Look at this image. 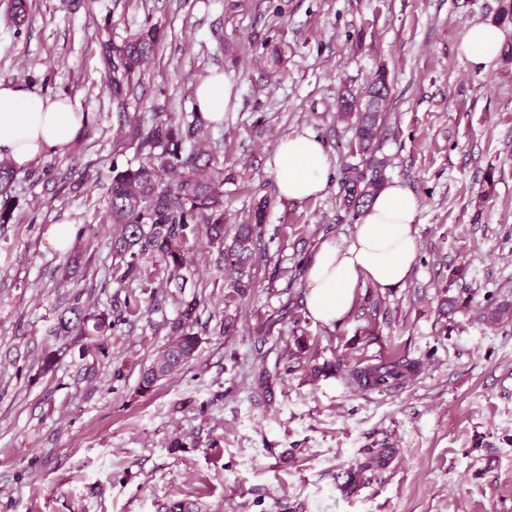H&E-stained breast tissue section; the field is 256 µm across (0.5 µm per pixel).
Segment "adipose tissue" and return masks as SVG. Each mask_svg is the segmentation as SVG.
I'll return each instance as SVG.
<instances>
[{"label": "adipose tissue", "mask_w": 512, "mask_h": 512, "mask_svg": "<svg viewBox=\"0 0 512 512\" xmlns=\"http://www.w3.org/2000/svg\"><path fill=\"white\" fill-rule=\"evenodd\" d=\"M506 34L489 23L464 33L459 50L473 68L488 69L499 57ZM237 94L224 73L196 87L195 106L212 123L224 120ZM88 115L69 97H49L16 81L0 78V159L23 169L47 153L65 150L84 129ZM329 156L314 135L294 133L275 145L274 176L281 199L320 196L329 184ZM418 203L401 182L391 181L374 196L349 243L318 242L304 272L305 305L313 323L334 327L352 312L360 286L386 292L402 287L418 262Z\"/></svg>", "instance_id": "ef3b65f1"}]
</instances>
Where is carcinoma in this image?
<instances>
[{
	"label": "carcinoma",
	"mask_w": 512,
	"mask_h": 512,
	"mask_svg": "<svg viewBox=\"0 0 512 512\" xmlns=\"http://www.w3.org/2000/svg\"><path fill=\"white\" fill-rule=\"evenodd\" d=\"M157 38L148 31L130 37L119 47L104 46L109 66L113 95L119 98L130 89L132 77L154 56ZM389 82L381 70L361 94L345 90L336 98V114L350 121L356 134V147L350 154L359 161L341 165L339 203L352 219L360 217L374 194L385 183L390 158L382 153L384 141V108L389 100ZM121 128H129L128 137L135 141L145 161L138 167H112L108 187L107 220L112 224V280L117 284L143 279V259L152 255L161 260L167 271L166 283L176 288L179 318L171 323L174 340L140 379V391L149 392L155 382L179 370L195 355L199 345L196 311L199 302L186 293L188 279L186 245L189 238L204 232L218 253V263L229 271L231 291L224 295L229 303L246 294L253 284V266L261 236L256 233L264 216V205L254 212L252 224H240L232 238L224 232V170H215L207 151L197 148L186 152L188 142L199 143L205 131L198 117L179 118L173 113H155L150 124L131 122L126 113H118ZM177 175L172 185L162 183L160 174ZM14 170L0 162V224H13L17 208L12 194ZM126 317L108 312L85 313L73 304L58 318L55 336H81L87 339L104 336ZM302 317L294 315L290 337L297 352L307 348L308 336L301 327ZM260 360L256 389L270 392L275 374ZM419 368V363L403 357L357 368L352 379L363 388L386 390L404 382ZM385 448H370L369 461L345 472L346 485L353 487L366 480L365 472L386 462Z\"/></svg>",
	"instance_id": "cac0c4a2"
}]
</instances>
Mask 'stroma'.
Listing matches in <instances>:
<instances>
[{
    "label": "stroma",
    "mask_w": 512,
    "mask_h": 512,
    "mask_svg": "<svg viewBox=\"0 0 512 512\" xmlns=\"http://www.w3.org/2000/svg\"><path fill=\"white\" fill-rule=\"evenodd\" d=\"M512 0H29L22 25L0 0V77L70 97L88 115L79 141L17 171V223L0 226V512H165L185 499L199 512H512V321L478 310L512 301V58L485 71L459 54L471 25L500 26L512 43ZM113 46L156 29L158 50L117 103L99 26ZM218 69L238 90L205 147L224 184L228 230L265 203V256L246 295L230 289L204 236L186 271L201 344L178 375L150 392L143 368L170 340L179 313L158 259L150 286L112 281L107 188L113 166L138 165L118 133V110L194 112L196 84ZM390 82L388 179L417 199L418 264L382 293L359 288L340 326L307 323L335 371L309 379L284 339L303 279H272L306 261L322 238L355 230L340 208L353 127L336 94L358 92L378 70ZM313 132L332 176L319 198L280 199L275 144ZM88 179H80V169ZM71 225L68 251L49 243ZM82 268L67 275L71 255ZM456 298L454 312L441 303ZM138 300L98 343L50 330L73 301L89 310ZM236 330L222 331L225 318ZM272 321L269 335L256 327ZM56 353L52 370L43 360ZM401 354L419 370L394 390L346 375ZM279 379L253 390L255 360ZM371 448L394 455L366 484L344 473Z\"/></svg>",
    "instance_id": "stroma-1"
}]
</instances>
